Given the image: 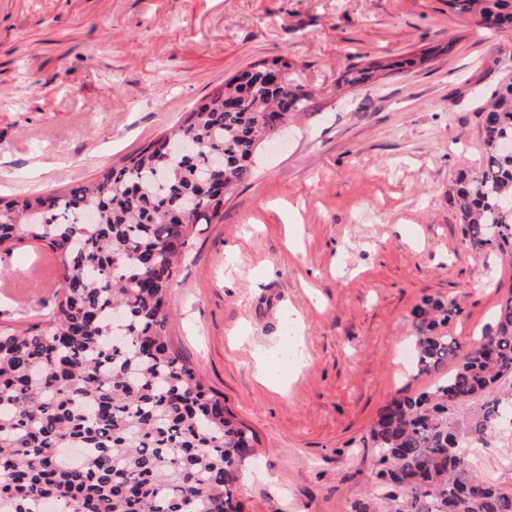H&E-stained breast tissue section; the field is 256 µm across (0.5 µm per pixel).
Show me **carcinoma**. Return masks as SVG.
Here are the masks:
<instances>
[{
    "label": "carcinoma",
    "instance_id": "carcinoma-1",
    "mask_svg": "<svg viewBox=\"0 0 512 512\" xmlns=\"http://www.w3.org/2000/svg\"><path fill=\"white\" fill-rule=\"evenodd\" d=\"M509 31L512 0H448ZM424 58L349 66L366 83ZM282 54L224 79L164 136L118 168L64 192L0 200V250L45 242L62 278L46 318L0 325V512H245L256 434L168 336L181 248L251 175L262 129L307 109L310 93ZM487 162L462 171L449 202L464 241L512 265V79L480 112ZM460 314L425 299L413 312V369L436 377L394 398L369 430L382 512H512V492L474 469L475 443L512 420V296L468 343L443 334ZM454 363L445 372L448 363Z\"/></svg>",
    "mask_w": 512,
    "mask_h": 512
}]
</instances>
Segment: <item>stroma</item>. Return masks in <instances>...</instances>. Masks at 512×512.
Returning a JSON list of instances; mask_svg holds the SVG:
<instances>
[{"instance_id":"stroma-1","label":"stroma","mask_w":512,"mask_h":512,"mask_svg":"<svg viewBox=\"0 0 512 512\" xmlns=\"http://www.w3.org/2000/svg\"><path fill=\"white\" fill-rule=\"evenodd\" d=\"M287 54L306 112L216 222L197 225L168 334L257 435L249 512H351L374 490L381 407L432 384L399 351L422 299L460 309L466 342L512 293V267L463 241L448 190L479 169L476 94L512 77V39L448 0H0V196L120 166L225 78ZM426 54L339 86L351 64ZM61 270L42 243L0 251V322L42 320ZM294 333L269 380L256 356ZM475 466L512 492V429Z\"/></svg>"}]
</instances>
